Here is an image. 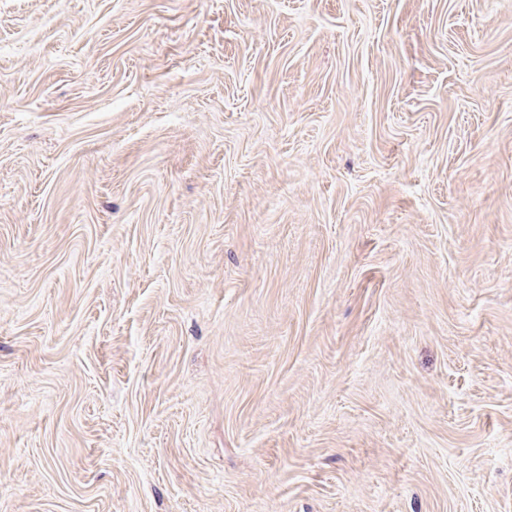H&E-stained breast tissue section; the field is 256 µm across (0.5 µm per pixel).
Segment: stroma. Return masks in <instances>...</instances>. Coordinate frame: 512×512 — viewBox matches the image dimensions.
<instances>
[{
	"instance_id": "1",
	"label": "stroma",
	"mask_w": 512,
	"mask_h": 512,
	"mask_svg": "<svg viewBox=\"0 0 512 512\" xmlns=\"http://www.w3.org/2000/svg\"><path fill=\"white\" fill-rule=\"evenodd\" d=\"M0 512H512V0H0Z\"/></svg>"
}]
</instances>
